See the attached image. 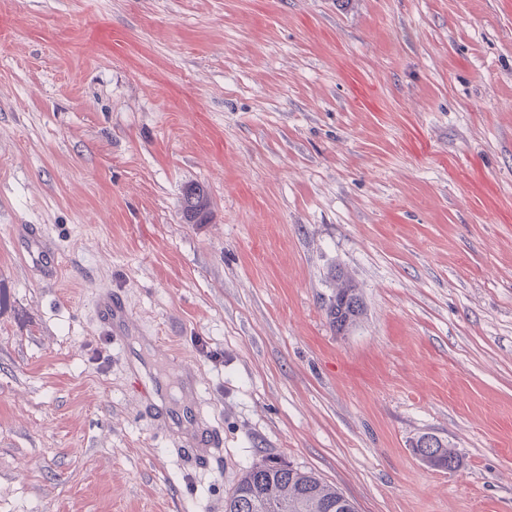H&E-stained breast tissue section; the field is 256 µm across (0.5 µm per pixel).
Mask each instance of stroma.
<instances>
[{"instance_id":"35a3bbf8","label":"stroma","mask_w":512,"mask_h":512,"mask_svg":"<svg viewBox=\"0 0 512 512\" xmlns=\"http://www.w3.org/2000/svg\"><path fill=\"white\" fill-rule=\"evenodd\" d=\"M111 291L158 344L112 345ZM124 353L173 419L197 373L218 464ZM264 457L357 512H512V0H0V512H224ZM207 198L200 186H190L183 193L181 212L185 223L205 224L208 221ZM24 242L26 252L31 258L33 267L46 278L54 277L56 273V258L47 240L38 232L35 226L30 227V233L25 237ZM344 289L347 292L354 294L359 299L360 305H358V307L352 308L350 303H347L345 306H343L341 303H337V299L346 302L348 300L349 293L344 295V291L340 290L339 288L336 290V298L335 300L330 301L326 308V314L330 326L336 330L337 333L348 331L357 323L363 314V305L356 291L357 289L352 288V286H348V288ZM178 436L179 440L190 447L187 450L196 452L199 466H210L212 461L220 458L224 449L220 430L210 425L204 417L194 427ZM425 462L431 466L448 471H454L460 466V459L453 448L443 442H437L435 448H414Z\"/></svg>"}]
</instances>
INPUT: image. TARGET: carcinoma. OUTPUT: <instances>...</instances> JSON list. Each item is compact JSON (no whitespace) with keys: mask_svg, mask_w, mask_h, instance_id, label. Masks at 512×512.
<instances>
[{"mask_svg":"<svg viewBox=\"0 0 512 512\" xmlns=\"http://www.w3.org/2000/svg\"><path fill=\"white\" fill-rule=\"evenodd\" d=\"M181 212L187 224H203L208 220L207 198L202 187L190 186L185 190ZM326 314L330 326L342 333L357 323L363 305L353 308L332 300ZM415 453L437 468L454 471L460 466L455 450L442 442L433 448H417ZM339 500L344 501L345 512H356L349 499L314 472L261 460L243 472L224 500V512H336L333 506Z\"/></svg>","mask_w":512,"mask_h":512,"instance_id":"cac0c4a2","label":"carcinoma"}]
</instances>
